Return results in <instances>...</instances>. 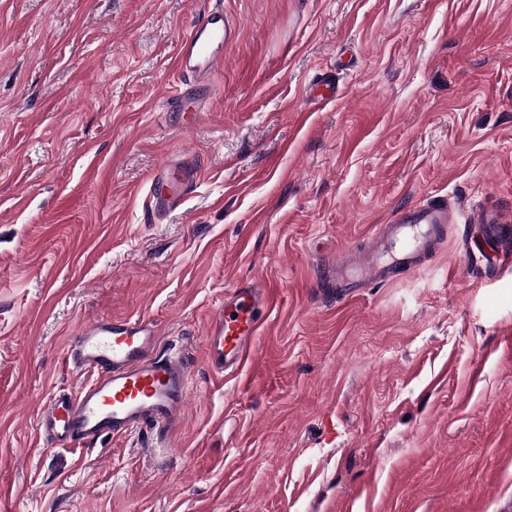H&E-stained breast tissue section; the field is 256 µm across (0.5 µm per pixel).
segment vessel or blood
Returning <instances> with one entry per match:
<instances>
[{"label":"vessel or blood","mask_w":512,"mask_h":512,"mask_svg":"<svg viewBox=\"0 0 512 512\" xmlns=\"http://www.w3.org/2000/svg\"><path fill=\"white\" fill-rule=\"evenodd\" d=\"M237 39V24L222 6L203 14L181 40L176 60L181 85L168 99L171 110L204 111L199 92L213 87L224 70V50ZM197 178L193 162L168 166L149 189L146 213L157 216L178 208ZM453 221L444 200L399 209L387 223L377 225L366 252L337 255L328 270L337 295L352 299L371 284L419 271ZM274 302L270 288L251 281L225 290L204 338L207 360L216 373L234 374L250 362L254 340ZM66 359L73 372L91 371L95 377L44 398L35 432L50 449L77 448L143 429L168 433L182 424L189 366L183 354L162 353L160 331L151 320L90 321L69 345Z\"/></svg>","instance_id":"b4317fda"}]
</instances>
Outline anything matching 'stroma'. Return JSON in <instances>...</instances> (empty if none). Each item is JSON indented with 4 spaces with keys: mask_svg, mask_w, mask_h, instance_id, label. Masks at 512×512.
I'll use <instances>...</instances> for the list:
<instances>
[{
    "mask_svg": "<svg viewBox=\"0 0 512 512\" xmlns=\"http://www.w3.org/2000/svg\"><path fill=\"white\" fill-rule=\"evenodd\" d=\"M223 2L241 36L193 122L166 102L210 0H0V512H512V259L468 249L512 242V0ZM181 157L194 191L144 223ZM440 197L420 272L330 291ZM240 281L277 303L220 378L203 338ZM127 317L188 356L182 428L44 449L45 396L91 379L71 339Z\"/></svg>",
    "mask_w": 512,
    "mask_h": 512,
    "instance_id": "35a3bbf8",
    "label": "stroma"
}]
</instances>
